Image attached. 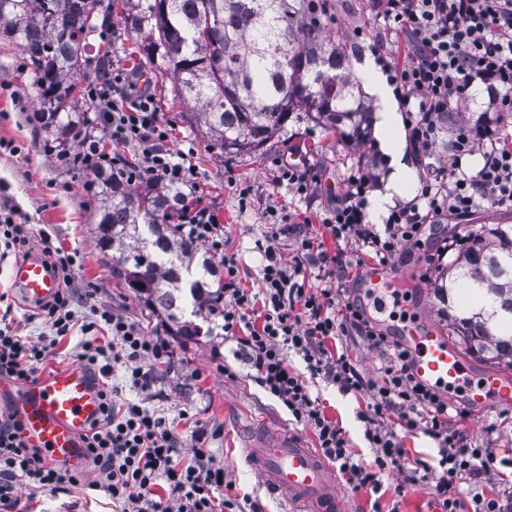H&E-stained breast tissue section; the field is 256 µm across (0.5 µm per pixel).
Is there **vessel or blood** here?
Segmentation results:
<instances>
[{"mask_svg": "<svg viewBox=\"0 0 512 512\" xmlns=\"http://www.w3.org/2000/svg\"><path fill=\"white\" fill-rule=\"evenodd\" d=\"M9 280L26 305L38 307L60 291L57 275L36 256L15 264ZM395 342L408 350L412 373L428 389L455 388L469 367L461 353L431 324L406 322L392 329ZM100 386L93 370L72 365L23 384L0 377V397H8L10 413L20 424L26 445L46 460L83 469L84 437L101 411ZM465 404L474 412L512 407V380L483 374L470 387ZM243 457L264 488L296 503L311 504L315 512H341L336 482L328 463L297 433H268L256 428Z\"/></svg>", "mask_w": 512, "mask_h": 512, "instance_id": "obj_1", "label": "vessel or blood"}]
</instances>
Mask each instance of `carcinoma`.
<instances>
[{
    "label": "carcinoma",
    "mask_w": 512,
    "mask_h": 512,
    "mask_svg": "<svg viewBox=\"0 0 512 512\" xmlns=\"http://www.w3.org/2000/svg\"><path fill=\"white\" fill-rule=\"evenodd\" d=\"M100 0H0V44L20 48L39 90L34 119L46 143L75 141L86 119L73 113L74 85L96 31ZM311 0H146L122 15L130 29L149 28L144 65L171 75L175 97L198 111L186 119L218 134L226 154L263 148L303 110L313 120L362 144L373 120L371 106L355 98L352 51L327 33L311 12ZM103 208L96 227L102 252L112 249L111 270L144 295L152 310L171 322L176 336L201 327L184 319L213 314L223 289H210V261L192 239L170 236L166 218L179 191L141 192L104 173L97 178ZM471 244L450 263L457 287L472 282L496 304L489 314L468 309L448 314V334L476 360L512 370V230L482 225Z\"/></svg>",
    "instance_id": "carcinoma-1"
}]
</instances>
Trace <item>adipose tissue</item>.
<instances>
[{"label":"adipose tissue","instance_id":"adipose-tissue-1","mask_svg":"<svg viewBox=\"0 0 512 512\" xmlns=\"http://www.w3.org/2000/svg\"><path fill=\"white\" fill-rule=\"evenodd\" d=\"M357 72L367 90L379 105L374 115V128L381 150L391 168L382 191L371 200L374 212L384 213L393 207L396 200L412 192L414 184L411 167L406 159V140L403 118L397 102L381 72L371 58H364L357 65Z\"/></svg>","mask_w":512,"mask_h":512}]
</instances>
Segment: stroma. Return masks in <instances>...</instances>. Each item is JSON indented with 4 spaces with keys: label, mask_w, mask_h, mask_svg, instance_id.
Masks as SVG:
<instances>
[{
    "label": "stroma",
    "mask_w": 512,
    "mask_h": 512,
    "mask_svg": "<svg viewBox=\"0 0 512 512\" xmlns=\"http://www.w3.org/2000/svg\"><path fill=\"white\" fill-rule=\"evenodd\" d=\"M321 21L326 30L342 39L359 56H368L366 41L357 35L372 24L376 0H321ZM111 35L96 32L75 77L78 99H85L87 83L102 77L104 71L131 73L139 87L172 90L171 80L161 79L157 70L139 64L136 49L145 44L146 35L130 29L120 17H113ZM38 88L32 69L25 65L22 52L16 46L0 45V139L16 145V152L0 148V209L16 208L17 222L31 225L33 231L47 230L55 247L74 254L73 287L77 296L74 307L76 326L62 339L47 359L44 370L77 364L81 345L86 339L82 324L93 319L97 310H108L125 317L168 347L162 359L148 361L154 377L149 400L162 410L169 427L180 439L182 460L191 457L189 446L193 434L201 428L219 429L220 435L210 441L217 461L223 463L228 481L236 494L250 495L262 505L263 512H284L280 501L262 489L256 476L245 464L241 448L250 425L267 422L303 434L307 440L315 435L309 426L289 419L287 412L270 400L255 384L246 366L224 344V332L214 328L212 335L193 339L173 335L164 315L148 309L135 289L118 285L108 271L109 256L96 241V224L101 199L89 192L86 177L78 169L66 167L57 150L46 146L43 133L30 123L37 107ZM159 115L172 129L170 147L179 151L195 149L193 158L201 181L196 201L213 214L224 226L227 252L236 255L242 284L247 288L258 285L262 256L256 247L270 224L278 216L290 215L292 222L282 230L276 244L285 257H294L302 233L319 238L324 251L338 257L348 267L344 286L350 297H358L363 268L354 243L335 239L322 224L326 210L340 202L350 173L365 169L376 176L375 189H382L388 171L385 154L375 135H368L358 145L340 134L326 130L308 113L296 112L263 151L227 156L214 145L207 126L188 124L180 117V106L170 98L158 99ZM503 118L489 104V95L482 82H474L467 99L453 103L448 115V131L440 133L431 154L437 165L453 163L450 144L458 124L472 127L498 126ZM283 158L298 170L316 175L308 197H300L278 183L272 166ZM251 187V203L240 207L235 191L237 184ZM484 224L512 225V208L486 205L468 220L441 219L421 229L420 246H406L391 260V268L404 271L402 279L381 285L388 304L383 313L372 316L374 325L426 320L440 329H447L444 305L435 296L436 286L447 284L448 259L439 257L444 241L467 238L470 231ZM11 261L0 263V295L12 306L11 317L21 335H50V328L32 316L13 290L9 281ZM313 395L318 396L326 415L336 421L348 439L357 461L370 466L374 452L364 438V424L358 413L366 401L362 396L344 395L322 379L310 382ZM500 410L483 414L467 413L455 421L468 443L502 453L512 448V424L499 425ZM386 494L381 501L385 512H431L435 498L431 483H403L398 468L383 475ZM15 512H119L104 490L90 489L87 483L60 485L57 490H35L24 481H16Z\"/></svg>",
    "instance_id": "obj_1"
}]
</instances>
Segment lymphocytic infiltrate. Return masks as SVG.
Returning a JSON list of instances; mask_svg holds the SVG:
<instances>
[{
	"mask_svg": "<svg viewBox=\"0 0 512 512\" xmlns=\"http://www.w3.org/2000/svg\"><path fill=\"white\" fill-rule=\"evenodd\" d=\"M377 16L407 49L405 61L388 66V78L406 114L409 135L419 161L430 157L439 135L442 113L453 101L466 97L475 81L486 83L500 112H512V0H381ZM88 96L99 105L102 135L85 133L82 149L65 158L67 166L94 176L104 169L131 183L196 190L198 167L192 152H173L164 124L151 96L110 99L104 87H91ZM135 146L140 159L134 166L115 161L101 146L102 137ZM454 155L481 152L483 166L476 173L458 165L432 166L416 200L392 210L383 225L369 222L366 195L374 183L371 173L358 171L346 183V201L330 210L323 225L338 239L353 240L358 250L385 264L396 251L419 242L423 225L445 216L469 217L485 203L512 207V135L489 127H459ZM177 231L207 245L224 269V302L219 311L225 341L235 343L236 358L250 370L253 381L298 422L313 428L317 446L346 484L378 493L388 467H400L407 455L396 431L386 424L397 418L401 428L423 430L438 446L435 463H420L402 472L405 483L433 482L441 512H468L458 492L460 484L480 482L496 467L512 469V452L497 457L485 448L464 444L448 419V402L417 383L410 354L373 328L364 307L339 298L345 266H337L324 287L309 286L302 277L304 261L328 259L314 238L301 241V260L288 263L265 236L256 247L263 257L258 289L240 285L239 264L224 248V227L207 210L177 207ZM45 263L62 288L39 315L51 336L28 340L18 336L7 316H0V375L18 382L33 380L58 339L74 327L72 288L75 257L60 252L49 236H41ZM98 328L109 340L85 342L81 361L108 374L111 365L124 367L133 388L149 392L154 380L147 360L159 359L164 345L124 319L101 315ZM355 332L375 350L385 352L379 377H371L347 354L330 352L326 343ZM298 355L304 371L293 369L289 355ZM322 378L343 393L368 396L361 418L364 435L375 450L373 466L355 460L345 432L329 419L313 398L310 379ZM101 417L86 436L87 470L92 487L109 493L121 512H232L234 501H221L215 492L225 485L224 466L208 446L207 431H198L191 459L178 461L180 441L159 411L139 402H116L113 391L102 390ZM20 424L0 418V506L10 505L13 483L26 480L35 487L54 488L79 482L80 473L46 461L37 449L19 438ZM166 485L159 495L158 485Z\"/></svg>",
	"mask_w": 512,
	"mask_h": 512,
	"instance_id": "1",
	"label": "lymphocytic infiltrate"
}]
</instances>
